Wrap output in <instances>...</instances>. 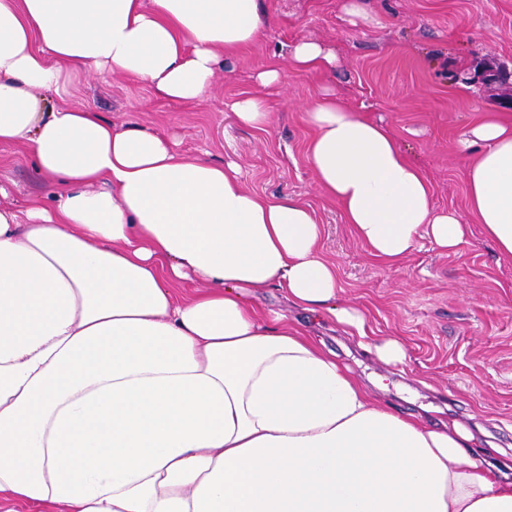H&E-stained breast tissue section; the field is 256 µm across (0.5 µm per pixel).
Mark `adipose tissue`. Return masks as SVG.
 Returning a JSON list of instances; mask_svg holds the SVG:
<instances>
[{"label": "adipose tissue", "mask_w": 512, "mask_h": 512, "mask_svg": "<svg viewBox=\"0 0 512 512\" xmlns=\"http://www.w3.org/2000/svg\"><path fill=\"white\" fill-rule=\"evenodd\" d=\"M264 33L261 0H0V146L56 182L0 204V503L50 512H512V464L374 400L250 289L362 330L301 201L136 124L49 105L122 74L180 102ZM307 158L355 238L404 258L467 226L335 93ZM469 211L512 258V119L466 133ZM203 288L179 297L187 279Z\"/></svg>", "instance_id": "adipose-tissue-1"}]
</instances>
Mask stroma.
Segmentation results:
<instances>
[{
    "instance_id": "35a3bbf8",
    "label": "stroma",
    "mask_w": 512,
    "mask_h": 512,
    "mask_svg": "<svg viewBox=\"0 0 512 512\" xmlns=\"http://www.w3.org/2000/svg\"><path fill=\"white\" fill-rule=\"evenodd\" d=\"M343 2L263 0L264 38L219 68L202 100L170 101L115 74L87 76L76 95L51 102L93 109L118 126L138 124L188 155L236 163L247 189L309 205L323 227L320 250L338 274L336 304L360 309L362 330L329 315L312 318L276 288L253 290V301L322 339L384 405L433 428L461 425L485 456L511 459L512 259L476 223L452 253L424 236L400 261L373 255L317 184L304 107L331 91L388 127L428 176L436 209L466 213V173L478 149L461 140L503 106L497 89L464 77L483 61L512 72V0H363L371 25L352 24ZM304 40L325 45L335 64L291 69L289 52ZM271 66L282 79L266 87L255 75ZM242 96L266 102L273 114L266 130L237 122L230 104ZM0 187L22 209L48 204L53 190L18 146L0 147ZM388 337L402 342L403 362L384 363L364 347Z\"/></svg>"
}]
</instances>
